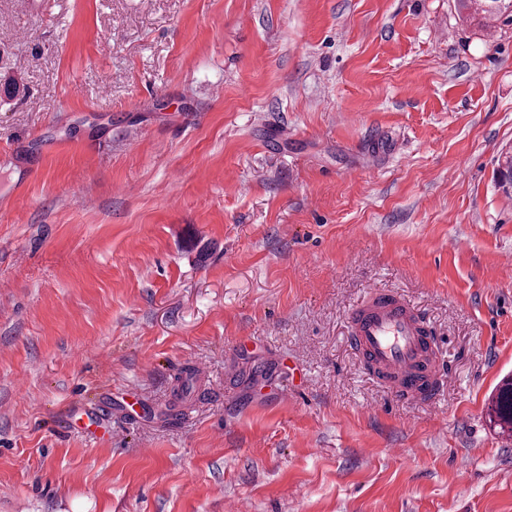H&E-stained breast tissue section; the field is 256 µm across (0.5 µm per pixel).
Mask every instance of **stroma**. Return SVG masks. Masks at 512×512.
I'll use <instances>...</instances> for the list:
<instances>
[{
  "instance_id": "obj_1",
  "label": "stroma",
  "mask_w": 512,
  "mask_h": 512,
  "mask_svg": "<svg viewBox=\"0 0 512 512\" xmlns=\"http://www.w3.org/2000/svg\"><path fill=\"white\" fill-rule=\"evenodd\" d=\"M0 512H512V23L0 0ZM378 289L438 395L350 340ZM198 389L171 421L178 377ZM490 422L503 434L512 436V379L504 380L491 398L489 405Z\"/></svg>"
}]
</instances>
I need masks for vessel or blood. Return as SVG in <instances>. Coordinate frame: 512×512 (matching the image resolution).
I'll use <instances>...</instances> for the list:
<instances>
[{
	"instance_id": "obj_1",
	"label": "vessel or blood",
	"mask_w": 512,
	"mask_h": 512,
	"mask_svg": "<svg viewBox=\"0 0 512 512\" xmlns=\"http://www.w3.org/2000/svg\"><path fill=\"white\" fill-rule=\"evenodd\" d=\"M424 321L399 298L371 292L352 316V342L367 352L398 397L433 398L446 368L424 349Z\"/></svg>"
}]
</instances>
